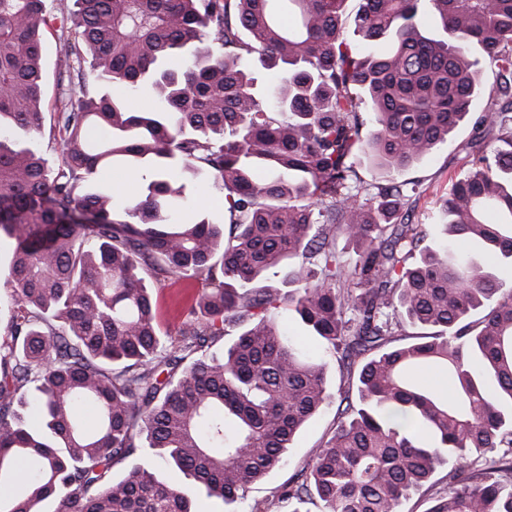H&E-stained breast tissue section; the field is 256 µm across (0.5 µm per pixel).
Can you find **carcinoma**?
Masks as SVG:
<instances>
[{"instance_id": "cac0c4a2", "label": "carcinoma", "mask_w": 512, "mask_h": 512, "mask_svg": "<svg viewBox=\"0 0 512 512\" xmlns=\"http://www.w3.org/2000/svg\"><path fill=\"white\" fill-rule=\"evenodd\" d=\"M346 2L74 0L58 28L69 81L54 166L28 146L54 17L46 0H0V239L14 241L0 272V512L233 504L330 402L332 359L356 396L277 491L286 512H399L441 466L448 492L428 512H512V290L497 274L512 267V0H427L428 16L421 0H359L351 19ZM474 45L496 83L438 241L394 177L468 119L484 90ZM145 90L155 106L132 108ZM364 162L392 180L371 190ZM106 169L136 191L97 188ZM201 186L224 195V224L186 212ZM294 259L282 284L295 290L262 285ZM177 280L205 288L172 334L152 287ZM282 303L317 354L274 326ZM402 323L422 332L398 339ZM420 367L448 393L413 379ZM133 456L185 484L144 463L113 477Z\"/></svg>"}]
</instances>
